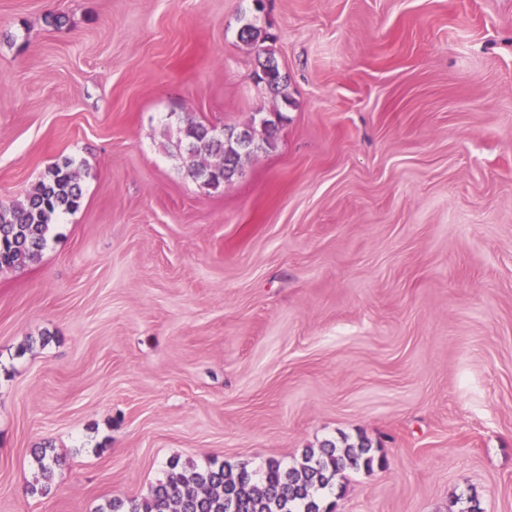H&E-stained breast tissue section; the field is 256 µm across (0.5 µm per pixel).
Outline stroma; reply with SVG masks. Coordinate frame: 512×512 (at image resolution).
I'll list each match as a JSON object with an SVG mask.
<instances>
[{"instance_id": "35a3bbf8", "label": "stroma", "mask_w": 512, "mask_h": 512, "mask_svg": "<svg viewBox=\"0 0 512 512\" xmlns=\"http://www.w3.org/2000/svg\"><path fill=\"white\" fill-rule=\"evenodd\" d=\"M263 4L0 0V199L83 175L0 270V512L361 436L334 512H512V0ZM276 110L215 191L170 137ZM260 68L269 71L270 80L257 82V84L263 83L269 93L275 98L279 97L283 103L288 104V84L285 77L282 76L278 65L275 64L274 59L269 56L263 63H260Z\"/></svg>"}]
</instances>
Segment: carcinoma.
Here are the masks:
<instances>
[{
  "label": "carcinoma",
  "mask_w": 512,
  "mask_h": 512,
  "mask_svg": "<svg viewBox=\"0 0 512 512\" xmlns=\"http://www.w3.org/2000/svg\"><path fill=\"white\" fill-rule=\"evenodd\" d=\"M238 38L258 44L269 35L246 22ZM260 67L270 73L265 88L288 103V84L274 59L267 58ZM231 130L242 133L259 150L273 147L275 125L268 119ZM177 146L192 178L208 176L214 190L231 179L247 158L236 142L215 136L213 127L200 122L188 121L178 128ZM81 179L79 167L65 158L30 188L24 200L9 204L0 200V270L22 268L40 258L52 217L81 207ZM53 463L44 454L38 458L40 478L30 486V493L46 490ZM374 463L372 448L363 440L344 448L328 443L317 453L307 451L300 463L288 469L270 460L260 474L243 464L234 471L222 466L199 470L180 468L172 461L165 480L153 486L148 496L114 499L99 512H324L323 494L333 488L338 474L348 468L370 469Z\"/></svg>",
  "instance_id": "obj_1"
}]
</instances>
